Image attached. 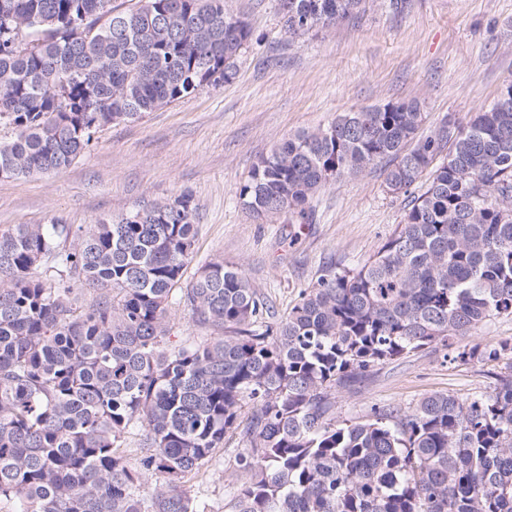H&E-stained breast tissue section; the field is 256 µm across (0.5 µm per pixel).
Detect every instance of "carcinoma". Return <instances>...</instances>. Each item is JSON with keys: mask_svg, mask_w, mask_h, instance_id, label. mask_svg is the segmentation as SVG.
<instances>
[{"mask_svg": "<svg viewBox=\"0 0 512 512\" xmlns=\"http://www.w3.org/2000/svg\"><path fill=\"white\" fill-rule=\"evenodd\" d=\"M367 2L280 10L300 37ZM251 39L224 0H0V177L65 168L99 129L229 81ZM424 120L416 100L340 112L253 165L238 195L261 221L305 224L322 187L382 164L411 196L377 254L324 266L278 319L222 260L184 283L188 194L0 227V509L207 512L191 481L237 435L229 512H512V340L462 343L512 316V83L464 123ZM173 305L215 335L172 341ZM425 348L504 371L489 393L337 419L336 393Z\"/></svg>", "mask_w": 512, "mask_h": 512, "instance_id": "obj_1", "label": "carcinoma"}]
</instances>
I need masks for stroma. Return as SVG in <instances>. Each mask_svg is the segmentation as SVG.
<instances>
[{
	"label": "stroma",
	"instance_id": "1",
	"mask_svg": "<svg viewBox=\"0 0 512 512\" xmlns=\"http://www.w3.org/2000/svg\"><path fill=\"white\" fill-rule=\"evenodd\" d=\"M249 22L253 41L235 77L95 133L68 168L0 178V226L88 225L180 194L191 195L199 223L195 262L241 267L276 315L287 313L326 262L352 267L375 255L409 203L386 192L382 169L324 187L309 223L287 217L258 223L238 198L252 165L288 135L336 113L418 100L424 129L445 115L466 119L512 81V0H411L409 8L367 9L353 21L301 38L285 30L279 0H224ZM494 368L449 364L427 349L379 366L336 395V415L363 419L371 405L405 406L434 392L460 397L493 389ZM225 440L196 489L225 512L241 450Z\"/></svg>",
	"mask_w": 512,
	"mask_h": 512
}]
</instances>
